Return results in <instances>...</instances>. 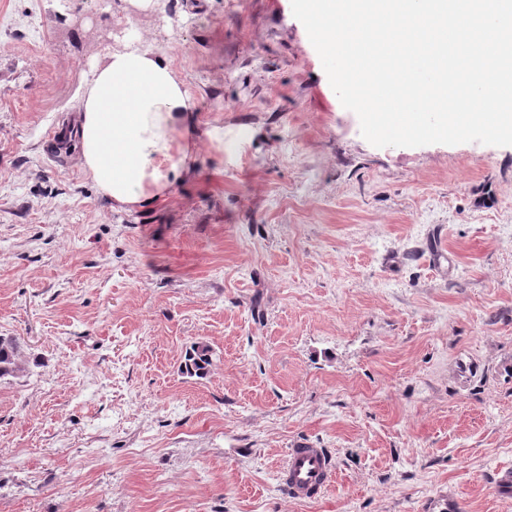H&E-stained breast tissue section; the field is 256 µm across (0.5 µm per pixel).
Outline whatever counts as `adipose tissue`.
I'll use <instances>...</instances> for the list:
<instances>
[{"label": "adipose tissue", "mask_w": 512, "mask_h": 512, "mask_svg": "<svg viewBox=\"0 0 512 512\" xmlns=\"http://www.w3.org/2000/svg\"><path fill=\"white\" fill-rule=\"evenodd\" d=\"M194 102L167 56L127 38L92 65L79 94L82 165L111 201L143 207L162 187L156 160L178 154L179 172L194 157L179 146L193 125Z\"/></svg>", "instance_id": "obj_1"}]
</instances>
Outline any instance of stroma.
I'll return each mask as SVG.
<instances>
[{"mask_svg": "<svg viewBox=\"0 0 512 512\" xmlns=\"http://www.w3.org/2000/svg\"><path fill=\"white\" fill-rule=\"evenodd\" d=\"M133 34L197 110L147 209L44 149ZM0 336V512H512V146H373L291 0H0ZM24 371L19 362V345L13 338L0 337V378ZM210 348L205 344L194 345L185 356V369L190 374L204 375L210 365ZM280 478L295 499L312 500L334 482L335 468L326 448L295 446L287 448Z\"/></svg>", "mask_w": 512, "mask_h": 512, "instance_id": "1", "label": "stroma"}]
</instances>
